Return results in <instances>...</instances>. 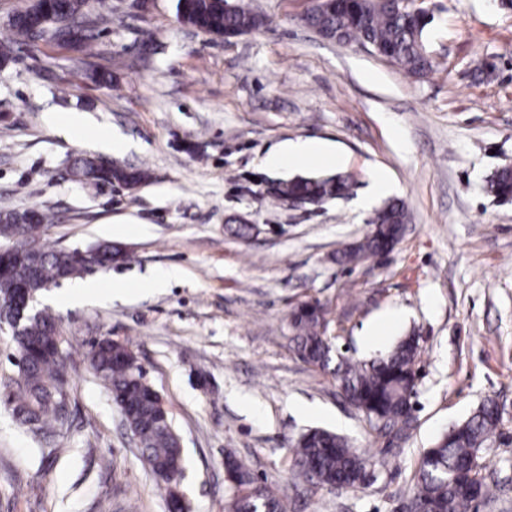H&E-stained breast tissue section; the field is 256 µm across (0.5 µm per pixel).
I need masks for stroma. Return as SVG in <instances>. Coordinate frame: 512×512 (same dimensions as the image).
Masks as SVG:
<instances>
[{
  "label": "stroma",
  "mask_w": 512,
  "mask_h": 512,
  "mask_svg": "<svg viewBox=\"0 0 512 512\" xmlns=\"http://www.w3.org/2000/svg\"><path fill=\"white\" fill-rule=\"evenodd\" d=\"M267 23L230 38L180 22L176 0H105L96 54L40 40L0 67V211L51 210L50 249L109 242L126 261L93 272L128 301L38 299L62 339L72 382L69 424L50 442L14 414L0 384V512H168L109 391L90 366L97 339L127 343L181 439L177 489L186 512H225L224 457L234 454L284 495L287 512H401L426 448L485 399L502 413L481 476L499 483L482 512H512V203L484 189L512 165V10L499 0H414L433 21V62L415 77L372 48L321 37L304 22L315 0H249ZM106 69L112 83L95 82ZM85 127L67 131L70 113ZM129 144L117 163L148 170L135 189L79 184L75 155ZM298 139L327 142L354 182L313 213L271 204L267 184L294 176L264 160ZM408 222L383 258L336 262L361 241L375 171ZM248 225L245 237L234 227ZM316 300L329 341L368 361L419 338L414 428L386 447L330 373L297 357L291 309ZM393 310L403 318L364 335ZM346 436L378 459L356 489L294 481L288 446L307 429Z\"/></svg>",
  "instance_id": "obj_1"
}]
</instances>
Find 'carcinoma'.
I'll return each mask as SVG.
<instances>
[{
  "mask_svg": "<svg viewBox=\"0 0 512 512\" xmlns=\"http://www.w3.org/2000/svg\"><path fill=\"white\" fill-rule=\"evenodd\" d=\"M92 0H32L10 19V41L28 45L36 40L78 43L93 49L97 34L87 15ZM177 17L195 29L219 37L258 30L266 20L245 0H177ZM320 36L340 43L368 44L408 73L423 76L432 70L424 34L432 23L429 14L397 0H334L327 7L318 3L305 17ZM148 179L143 169L112 165L109 180L127 189ZM486 191L500 201L512 200V166L496 169ZM350 177L295 176L278 181L267 190L269 200L311 201L322 205L347 197ZM18 211H0V238L12 242L21 256L0 264V298H11L17 289L68 280L84 272L77 251L48 250L40 243V228L51 222L49 213L36 210L30 226L17 228ZM405 206L393 201L372 219V228L360 242L336 251V262L357 264L382 256L398 244L407 223ZM290 341L306 364L329 372L345 399L361 411L380 437L393 445L405 441L416 394L415 364L419 353L416 337L408 335L385 355L370 362L333 354L326 336L327 310L319 301H307L290 314ZM18 378L13 387L14 412L21 424L35 435L48 437L64 427L66 412L62 397L71 392L57 350L60 334L52 316L42 312L26 324L25 332L13 338ZM91 364L107 386L112 401L138 440L141 457L150 472L164 479L169 467L185 464L179 435L168 412L158 406L157 395L140 372L131 367L128 345L108 336L91 347ZM500 423L497 403L488 398L464 421L452 427L420 456L409 502L424 512H478L491 501L497 486L488 485L474 467ZM292 474L296 479L325 486L360 487L367 470L376 465L373 456L354 447L345 437L312 428L291 442ZM231 489L227 512H283L280 496L232 456L224 459Z\"/></svg>",
  "mask_w": 512,
  "mask_h": 512,
  "instance_id": "obj_1",
  "label": "carcinoma"
}]
</instances>
